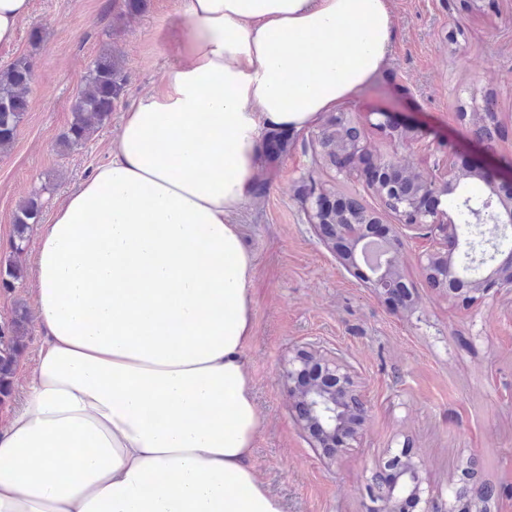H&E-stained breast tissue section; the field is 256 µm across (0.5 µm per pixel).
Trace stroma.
I'll return each mask as SVG.
<instances>
[{
    "label": "stroma",
    "mask_w": 512,
    "mask_h": 512,
    "mask_svg": "<svg viewBox=\"0 0 512 512\" xmlns=\"http://www.w3.org/2000/svg\"><path fill=\"white\" fill-rule=\"evenodd\" d=\"M395 17L383 69L355 97L340 103L356 115L378 153L430 167L449 152L475 145L455 112L470 97L485 98L502 126L483 150L492 166L512 163V0H390ZM117 0H33V14L15 44L0 47V69L16 58L33 64L29 107L10 149L0 154V264H29L36 231L15 254L13 216L40 193L44 217L94 167L107 159L121 116L177 56L173 30L183 28V0H147L141 14L122 17ZM39 28L42 39L31 43ZM122 60L126 86L111 118L82 145L59 141L84 86L90 62L104 50ZM388 113L417 132L396 145L366 119ZM309 130L296 133L272 165L262 164L260 192L238 213L254 256L250 283L253 334L244 350L260 427L252 464L283 512H368V487L389 453L409 449L424 465V496L448 498L459 466L477 459L478 481L497 486L494 512H512V289L469 309L449 305L429 288L419 246L408 242L401 268L417 308L406 312L378 298L345 270L319 240L304 213L311 188L361 193L355 178L321 164ZM32 285L0 288V327L27 309L19 358L34 366L41 328L30 313ZM346 357L358 375L369 413L355 448L326 463L297 422L282 371L297 347Z\"/></svg>",
    "instance_id": "stroma-1"
}]
</instances>
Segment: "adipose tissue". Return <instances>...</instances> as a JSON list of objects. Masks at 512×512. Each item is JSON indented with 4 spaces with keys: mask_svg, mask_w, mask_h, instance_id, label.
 I'll return each mask as SVG.
<instances>
[{
    "mask_svg": "<svg viewBox=\"0 0 512 512\" xmlns=\"http://www.w3.org/2000/svg\"><path fill=\"white\" fill-rule=\"evenodd\" d=\"M177 61L41 228L44 333L0 413V512H282L253 470L236 210L266 143L387 61L388 0H187Z\"/></svg>",
    "mask_w": 512,
    "mask_h": 512,
    "instance_id": "adipose-tissue-1",
    "label": "adipose tissue"
}]
</instances>
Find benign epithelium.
Segmentation results:
<instances>
[{
	"label": "benign epithelium",
	"instance_id": "obj_1",
	"mask_svg": "<svg viewBox=\"0 0 512 512\" xmlns=\"http://www.w3.org/2000/svg\"><path fill=\"white\" fill-rule=\"evenodd\" d=\"M471 112L461 108L459 119L471 118L476 133L485 139L501 135L496 118L485 112L477 101L470 104ZM376 127L388 131L391 138L408 142L409 130L391 125L386 113ZM345 126L336 136L338 172L358 173L367 191L377 197L383 210L367 209L351 194H336V218L323 208L329 197L326 192L312 189L305 200L308 223L315 228L320 241L336 254L339 264L357 274L364 286L380 298L405 299L413 308L411 286L400 273V255L407 232H417L421 239L419 252L422 268L429 285L448 293V301L470 305L493 290L512 288V246L493 245V252H477L471 239L472 231L457 222L442 208V198L455 194L465 181L484 179L478 164L465 161L461 166L449 163L444 174L424 172L412 165L399 164L384 156L371 154L359 124L350 112H336L326 117L323 125ZM488 193L479 199L462 197L460 205L472 212L478 224H495L503 232L512 229V176L496 185L486 183ZM391 213L396 223L386 224L383 214ZM283 377L293 400V412L301 426L314 436L312 446L324 448V459L336 461V433L351 423L356 428L344 442L348 448L357 441L366 418L368 403L358 390L349 363L338 354H315L301 347L293 351L284 366ZM387 466L394 468L396 478L388 482L374 479L370 496L372 512H397L395 505L404 499L421 502L418 472L420 458L402 459L393 455ZM496 491L483 489L465 478L450 490L448 503L426 505L421 512H462L465 505L482 498L491 500Z\"/></svg>",
	"mask_w": 512,
	"mask_h": 512
}]
</instances>
